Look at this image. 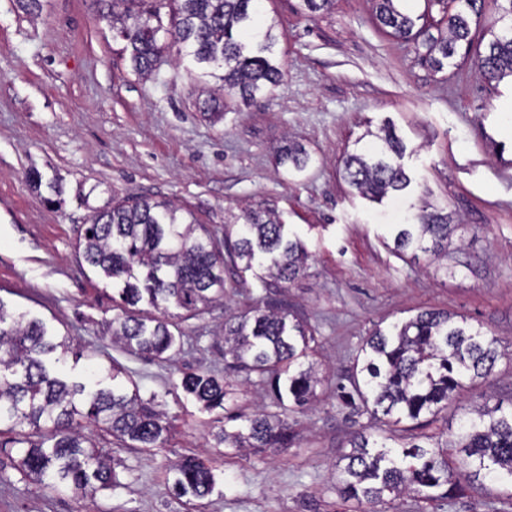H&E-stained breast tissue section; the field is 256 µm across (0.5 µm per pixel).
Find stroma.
<instances>
[{"mask_svg":"<svg viewBox=\"0 0 512 512\" xmlns=\"http://www.w3.org/2000/svg\"><path fill=\"white\" fill-rule=\"evenodd\" d=\"M262 4L278 23L283 78L259 105L228 95L214 114L176 49L150 79L135 74L96 0H41L35 18L0 0V300L71 337L79 353L65 357L70 380L135 384L171 423L166 448L141 452L93 432L121 485L88 498L24 478L0 449V512H351L334 465L372 423L349 400L351 366L375 327L424 310L464 316L505 351L437 428L456 432L488 398L512 404V82L488 84L469 63L434 71L414 44L375 26L372 0H336L311 18L299 0ZM385 123L406 146L411 184L372 202L345 183L342 159L367 127ZM288 139L308 152L304 171L276 164L273 149ZM33 169L62 184V203L33 188ZM129 196L169 199L218 236L243 209L274 210L306 249L307 268L286 285L258 267L226 269L223 300L178 317L174 362L138 357L112 344V285L76 248L95 208ZM425 201L460 222L455 248L439 258L393 244L395 225ZM267 293L314 329L326 379L315 410L296 415L287 451L243 457L212 447L211 433L225 411H274L267 388L229 375L227 410L204 412L178 378L187 368L223 372L221 327ZM185 454L215 471L204 500L176 499L168 487L171 461ZM462 485L449 502L401 496L365 510L512 512V488Z\"/></svg>","mask_w":512,"mask_h":512,"instance_id":"35a3bbf8","label":"stroma"}]
</instances>
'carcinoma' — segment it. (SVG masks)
<instances>
[{
  "label": "carcinoma",
  "mask_w": 512,
  "mask_h": 512,
  "mask_svg": "<svg viewBox=\"0 0 512 512\" xmlns=\"http://www.w3.org/2000/svg\"><path fill=\"white\" fill-rule=\"evenodd\" d=\"M260 0H98L102 16L112 22L115 37L124 42L134 72L152 77L163 52L175 45L186 50L201 70L215 80V95L207 110L224 111L233 94L247 106L264 97L283 77L276 54L275 25L261 15ZM335 0H300V13L329 10ZM401 0H375L373 19L394 38L424 49L435 71L444 69L461 43L472 47L471 22L482 15V0H456L445 29L432 33L426 15L416 17L399 7ZM500 29L492 25L484 51L474 65L488 82L512 78V0H498ZM169 16L165 24L162 15ZM423 21L417 25V21ZM378 143L343 160V177L362 196L380 199L402 192L411 183L398 160L406 147L388 127ZM279 161L297 171L306 168L308 154L288 144ZM243 223L224 225L218 239L204 224L186 221L167 201L148 197L111 201L94 210L80 235L78 250L93 269L117 286L112 299V342L128 351L170 361L181 336L170 329L169 309L191 315L224 298V267L243 272L259 264L271 279L289 283L306 269L307 254L297 240L284 234L273 210L246 209ZM457 228L453 219L423 207L414 223L400 226L394 243L448 254ZM145 301L159 315L137 308ZM314 330L284 300L268 295L254 300L250 310L224 322V358L246 378L256 375L269 388L279 408L262 411L247 424L212 434L214 447L258 452L288 447L295 439L290 418L313 409L321 384L314 363ZM70 339H57L39 319H25L0 299V427L13 434L19 468L49 487L71 489L85 496L121 486L110 452L96 447L86 431L97 428L127 448H163L170 425L157 408L156 396L143 399L128 390L112 368V386L89 387L68 381L59 368ZM354 366L355 391L371 418L389 428L411 433L390 444V437L373 430L358 432L343 455L338 478L344 498L357 506L383 500L385 494L425 501L453 499L463 487L459 475L483 476L512 485V407L487 404L464 420L452 436L427 435L417 442L414 430L433 423L479 379L492 374L499 356L498 341L481 329L455 320L446 312L424 310L415 317L374 329L363 341ZM180 386L203 411L226 409L230 383L212 372H181ZM172 491L181 498L213 493L212 468L193 455L172 462Z\"/></svg>",
  "instance_id": "cac0c4a2"
}]
</instances>
